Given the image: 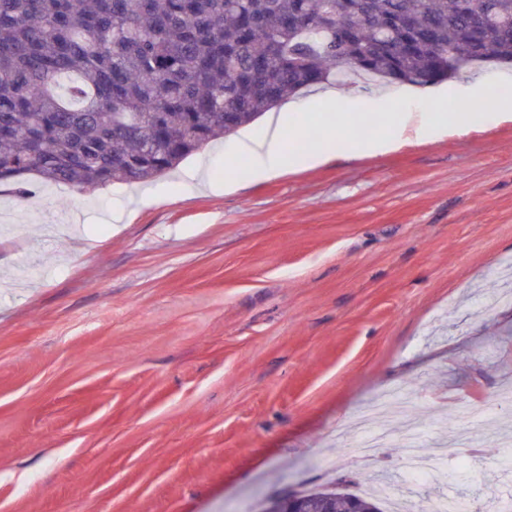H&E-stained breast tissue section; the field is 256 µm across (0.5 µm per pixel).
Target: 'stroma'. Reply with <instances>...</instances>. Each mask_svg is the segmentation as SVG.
<instances>
[{
  "label": "stroma",
  "mask_w": 512,
  "mask_h": 512,
  "mask_svg": "<svg viewBox=\"0 0 512 512\" xmlns=\"http://www.w3.org/2000/svg\"><path fill=\"white\" fill-rule=\"evenodd\" d=\"M476 83L512 65L443 87L473 104ZM343 91L352 121L310 130L336 147L314 167L254 179L231 135L143 184L0 191V512H264L373 476L418 508L512 494V441L475 410L512 386V122L350 154L387 120L366 98L418 105ZM394 389L405 414L364 464L354 416ZM408 425L440 482L407 481Z\"/></svg>",
  "instance_id": "1"
}]
</instances>
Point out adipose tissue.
<instances>
[{
  "instance_id": "1",
  "label": "adipose tissue",
  "mask_w": 512,
  "mask_h": 512,
  "mask_svg": "<svg viewBox=\"0 0 512 512\" xmlns=\"http://www.w3.org/2000/svg\"><path fill=\"white\" fill-rule=\"evenodd\" d=\"M346 99L340 93L328 90L316 97L310 111H281L271 114L261 132L245 135L238 146V155L245 162L253 178L261 179L282 173L291 167L308 166L322 161L328 151L320 144L307 150H286L287 140L303 139L317 113L344 111ZM473 117L466 107L448 101L437 92L431 93L426 108L421 112H405L398 122L379 129L361 144L346 143L349 152L370 150L385 153L413 137H423L445 131L466 133Z\"/></svg>"
}]
</instances>
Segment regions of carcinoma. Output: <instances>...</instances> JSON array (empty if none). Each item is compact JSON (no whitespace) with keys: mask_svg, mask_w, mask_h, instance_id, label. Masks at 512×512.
I'll use <instances>...</instances> for the list:
<instances>
[{"mask_svg":"<svg viewBox=\"0 0 512 512\" xmlns=\"http://www.w3.org/2000/svg\"><path fill=\"white\" fill-rule=\"evenodd\" d=\"M491 61L512 62V0H0V186L149 181L331 77Z\"/></svg>","mask_w":512,"mask_h":512,"instance_id":"cac0c4a2","label":"carcinoma"}]
</instances>
